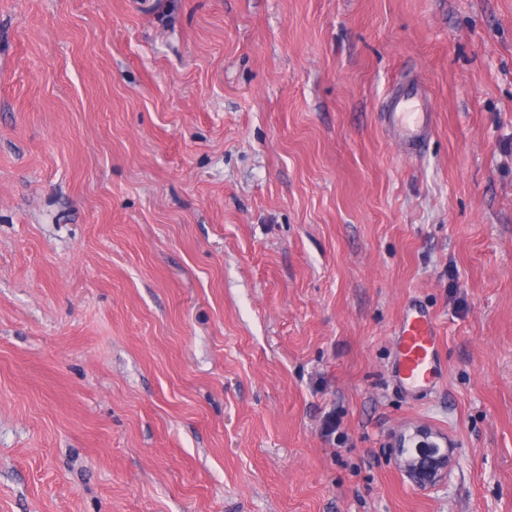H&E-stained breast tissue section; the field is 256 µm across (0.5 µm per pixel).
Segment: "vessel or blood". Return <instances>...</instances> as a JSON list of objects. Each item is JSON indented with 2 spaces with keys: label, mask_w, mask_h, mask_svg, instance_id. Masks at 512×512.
I'll return each instance as SVG.
<instances>
[{
  "label": "vessel or blood",
  "mask_w": 512,
  "mask_h": 512,
  "mask_svg": "<svg viewBox=\"0 0 512 512\" xmlns=\"http://www.w3.org/2000/svg\"><path fill=\"white\" fill-rule=\"evenodd\" d=\"M383 122L404 154L418 151L433 131L426 86L416 81L401 86L391 96ZM395 349V371L403 383L423 387L433 382L439 369V338L429 310L416 304L406 308L396 330Z\"/></svg>",
  "instance_id": "b4317fda"
}]
</instances>
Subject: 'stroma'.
Segmentation results:
<instances>
[{"instance_id":"stroma-1","label":"stroma","mask_w":512,"mask_h":512,"mask_svg":"<svg viewBox=\"0 0 512 512\" xmlns=\"http://www.w3.org/2000/svg\"><path fill=\"white\" fill-rule=\"evenodd\" d=\"M0 512H512V0H0ZM433 116L429 90L417 81H409L391 96L383 122L399 149L411 155L431 135ZM395 371L412 387L433 382L439 369V338L436 322L429 310L410 304L395 336Z\"/></svg>"}]
</instances>
